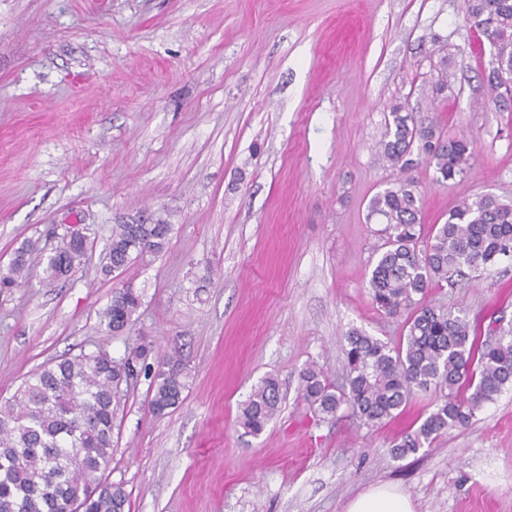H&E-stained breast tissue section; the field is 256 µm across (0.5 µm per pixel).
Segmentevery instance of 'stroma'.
<instances>
[{
  "mask_svg": "<svg viewBox=\"0 0 512 512\" xmlns=\"http://www.w3.org/2000/svg\"><path fill=\"white\" fill-rule=\"evenodd\" d=\"M490 61L463 0H0V266L28 239L90 245L72 276L45 281L36 263L0 290V402L58 356H121L147 336L191 377L170 413L152 414L142 377L116 415L111 479L130 512H345L379 484L415 512H512V387L400 461L390 442L434 393L366 428L319 421L298 392L309 363L342 383L350 329L403 335L368 288L383 239L367 206L400 176L377 154L389 103L409 97L475 142L448 186L411 170L424 223L479 194L512 199V114L485 103ZM150 212L173 224L168 246L104 276L113 225ZM118 288L142 305L112 338L98 314ZM430 298L479 334L510 328L512 262ZM268 376L280 409L253 436L237 415Z\"/></svg>",
  "mask_w": 512,
  "mask_h": 512,
  "instance_id": "obj_1",
  "label": "stroma"
}]
</instances>
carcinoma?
<instances>
[{"mask_svg": "<svg viewBox=\"0 0 512 512\" xmlns=\"http://www.w3.org/2000/svg\"><path fill=\"white\" fill-rule=\"evenodd\" d=\"M466 19L493 49V66L483 78L487 103L512 112V96L501 92L500 77L512 75V0H464ZM432 94L448 91V59L434 65ZM474 152L466 134L446 136L437 123L418 118L409 102L388 107L379 143L382 160L402 172L417 155L434 167L439 184L462 176ZM422 197L416 182L403 176L369 202L367 221L383 225L384 251L371 271L373 305L389 315L407 313L404 333L392 345L363 330L345 336V379L337 388L314 364L299 372L302 399L314 415L333 419L347 408L362 426L374 427L400 415L417 391L437 395L434 409L397 434L389 455L402 460L419 453L442 434L466 425L476 412L512 386V330L490 329L481 343L471 338L476 326L459 313L429 300L432 288L458 285L467 271L512 257V201L492 194L461 201L442 224H422ZM172 225L154 216L112 226L102 272L109 276L131 262L161 253ZM88 247L71 240L53 254L38 256L34 242L14 250L0 269V288L27 279L31 264L44 265L46 278L69 276ZM141 296L129 288L112 293L100 312L107 336L131 330ZM148 370L149 408L164 415L184 400L188 373L178 358L156 351L146 336L130 353L114 357L103 347L64 355L30 373L12 399L0 406V512H125L128 495L108 481L112 465V429L117 410L138 367ZM280 384L263 378L241 404L237 423L258 435L279 409Z\"/></svg>", "mask_w": 512, "mask_h": 512, "instance_id": "obj_1", "label": "carcinoma"}]
</instances>
